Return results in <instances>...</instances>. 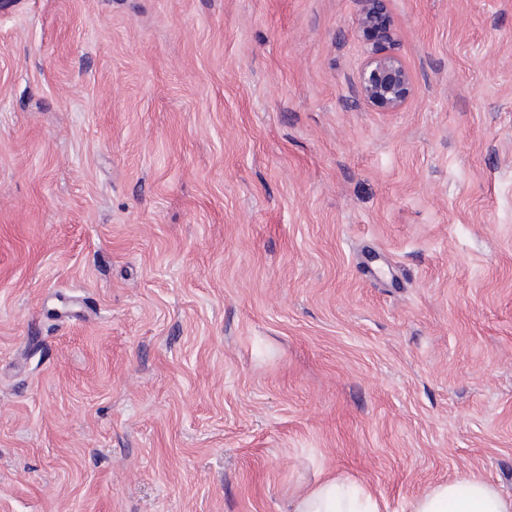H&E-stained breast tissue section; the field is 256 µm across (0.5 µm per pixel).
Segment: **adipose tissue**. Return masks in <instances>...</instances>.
Returning a JSON list of instances; mask_svg holds the SVG:
<instances>
[{
	"label": "adipose tissue",
	"mask_w": 512,
	"mask_h": 512,
	"mask_svg": "<svg viewBox=\"0 0 512 512\" xmlns=\"http://www.w3.org/2000/svg\"><path fill=\"white\" fill-rule=\"evenodd\" d=\"M291 512H381V507L364 484L327 475L296 495ZM409 512H512V498L472 475L432 486Z\"/></svg>",
	"instance_id": "1"
}]
</instances>
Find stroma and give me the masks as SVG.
<instances>
[{"label":"stroma","mask_w":512,"mask_h":512,"mask_svg":"<svg viewBox=\"0 0 512 512\" xmlns=\"http://www.w3.org/2000/svg\"><path fill=\"white\" fill-rule=\"evenodd\" d=\"M0 0V512L512 495V0ZM359 32L370 41V50L359 73L363 100L383 112H398L413 94V79L404 59L392 51L390 0H359ZM289 512H381L379 501L362 483L326 475L301 491Z\"/></svg>","instance_id":"35a3bbf8"}]
</instances>
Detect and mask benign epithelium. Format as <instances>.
Segmentation results:
<instances>
[{"mask_svg": "<svg viewBox=\"0 0 512 512\" xmlns=\"http://www.w3.org/2000/svg\"><path fill=\"white\" fill-rule=\"evenodd\" d=\"M359 32L370 41V50L359 73L363 100L383 112H398L413 94V79L404 59L392 51L390 0H359Z\"/></svg>", "mask_w": 512, "mask_h": 512, "instance_id": "7a95c632", "label": "benign epithelium"}]
</instances>
